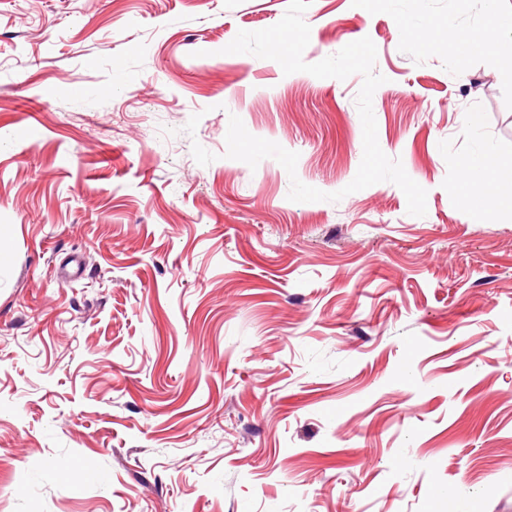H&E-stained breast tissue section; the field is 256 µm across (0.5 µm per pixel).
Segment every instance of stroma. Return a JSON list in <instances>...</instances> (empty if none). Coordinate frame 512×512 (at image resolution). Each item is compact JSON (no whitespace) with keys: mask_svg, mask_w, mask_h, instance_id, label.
Wrapping results in <instances>:
<instances>
[{"mask_svg":"<svg viewBox=\"0 0 512 512\" xmlns=\"http://www.w3.org/2000/svg\"><path fill=\"white\" fill-rule=\"evenodd\" d=\"M287 6L0 0V512H512V58L481 0H424L422 44L400 0H313L304 60L371 38L427 212L296 203L230 115L336 192L362 78L224 54Z\"/></svg>","mask_w":512,"mask_h":512,"instance_id":"1","label":"stroma"}]
</instances>
